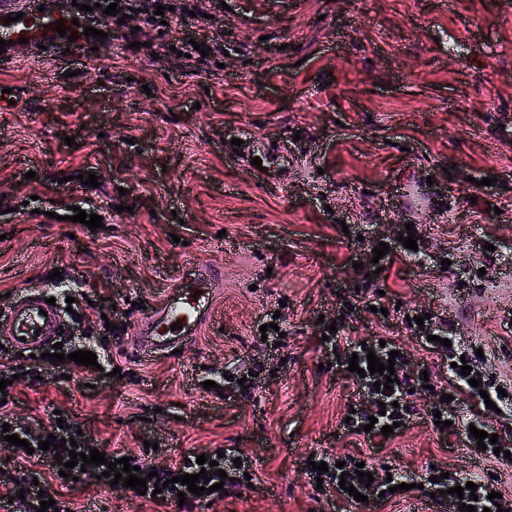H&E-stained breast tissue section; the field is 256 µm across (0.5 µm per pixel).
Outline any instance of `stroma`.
I'll return each mask as SVG.
<instances>
[{
	"label": "stroma",
	"mask_w": 512,
	"mask_h": 512,
	"mask_svg": "<svg viewBox=\"0 0 512 512\" xmlns=\"http://www.w3.org/2000/svg\"><path fill=\"white\" fill-rule=\"evenodd\" d=\"M187 38L224 49L192 79L157 47H103L69 70L55 49L0 61L13 99L0 110V310L31 288L127 314L109 333L91 320L86 339L120 376L47 380L32 365L11 389L14 420L31 429L62 411L90 447L147 467L235 448L260 481L208 508L158 506L85 476L48 493L75 512H338L334 489L305 472L310 452L406 476L430 463L472 470L464 442L446 447L418 418L383 448L344 435L355 388L319 334L377 290L387 317L361 312L345 335L386 333L410 370L440 381L403 322L427 309L512 387V0H225L164 35ZM233 138L285 142L293 161L266 186L230 157ZM75 206L102 228L67 221ZM409 224L420 254L378 271L374 246L399 250ZM198 264L224 273L210 321L180 353L139 357L141 318ZM276 304L288 334L266 350L252 326ZM239 368L251 385L220 397Z\"/></svg>",
	"instance_id": "obj_1"
}]
</instances>
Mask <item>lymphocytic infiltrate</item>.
I'll use <instances>...</instances> for the list:
<instances>
[{
	"label": "lymphocytic infiltrate",
	"instance_id": "1",
	"mask_svg": "<svg viewBox=\"0 0 512 512\" xmlns=\"http://www.w3.org/2000/svg\"><path fill=\"white\" fill-rule=\"evenodd\" d=\"M410 332L415 337L422 351L436 355L443 367L448 370L446 383L434 385L433 388H425L424 377L421 373L408 370L406 361L409 357L407 350L401 349L395 339H387L385 344H373L371 351H364L360 339L350 336L333 333L329 336V343L337 355L336 367L339 371L348 372L350 358H357L360 367L359 372H348L350 381L357 386L360 396L359 403L355 405V412L348 423L342 424L344 434L355 435L357 428L363 425H370L371 430L364 436L365 441L372 447H382L388 442L383 436L381 429L390 424L392 416H399L401 426H408L412 417L425 415L433 417L440 415L446 425L442 431L443 438L451 439L459 436L465 437L466 445L475 449L479 461L488 463L507 464L508 459L504 456H496L492 450H479L477 441L469 433L470 428H477L487 433H495L496 427L493 423L495 413L512 412V399L504 397L499 393L496 384L490 378L483 359L476 354H468L466 363L471 366L470 376L461 375L459 369L454 368L453 363L458 356L454 349L445 347L446 339L452 338L453 330L447 322L425 320L423 326H411ZM375 353L381 361H393L396 382L392 390L378 392L375 387L376 378L367 374L368 353ZM478 379L479 387H472L471 379ZM5 394L0 391V425L8 424L10 433L18 435L29 441L28 448H16L15 453L19 458H32L38 466L36 474H25L20 482L6 486L0 485V506H11L13 512H38L40 499L38 497L40 485L46 484L48 478H55L59 475L60 467L56 461L55 450L43 451L39 448L38 439L28 438L25 428L15 425L13 413L8 404L4 402ZM470 403L476 406V413L470 415L461 414L459 408L462 403ZM377 416V424H370V416ZM238 452L233 448L223 449L222 452H210V459L216 460V467L201 469L196 462L180 461L177 466L159 470L160 479L166 480L167 486L157 494L155 500L160 504L175 502L178 492L182 491L181 484H178V476L184 474H197L206 472L211 483L217 484L218 489L212 493L202 495L187 494V503L205 505L223 499L225 491L234 489L235 482L243 478L245 472L251 471L250 461H238ZM314 462H326L327 472L322 478L326 485L335 487L336 497L347 506H355L354 497L339 486L340 480H347L348 483L356 486L359 493L366 496H379L380 492L389 489L391 483L400 482L402 475L399 470H392L390 479L375 478L372 484L361 483L356 473V457L350 456L346 459L344 467H337L335 458L326 457L318 453L313 457ZM226 471L227 481H220L219 471ZM420 481L423 485V494H434L436 502H443V490L466 483H474L477 486L476 495L464 496L466 504L475 505L478 512H491L495 508V501L489 500L491 492L501 489L500 480L492 478L488 471H471L461 473L454 470L445 471L443 466L426 469L421 474Z\"/></svg>",
	"mask_w": 512,
	"mask_h": 512
}]
</instances>
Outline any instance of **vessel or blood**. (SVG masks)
<instances>
[{"mask_svg": "<svg viewBox=\"0 0 512 512\" xmlns=\"http://www.w3.org/2000/svg\"><path fill=\"white\" fill-rule=\"evenodd\" d=\"M13 23H6V16ZM73 14L56 6L53 0H0V39H27L28 49L60 42L56 22L67 32H75ZM222 270L201 266L191 278L172 289L164 302L150 310L138 327L133 346L137 354L150 357L173 351L196 337L209 321L217 302ZM40 290L26 291L21 300L0 315V340L17 350L49 347L60 339L65 320L57 306L46 303Z\"/></svg>", "mask_w": 512, "mask_h": 512, "instance_id": "obj_1", "label": "vessel or blood"}]
</instances>
